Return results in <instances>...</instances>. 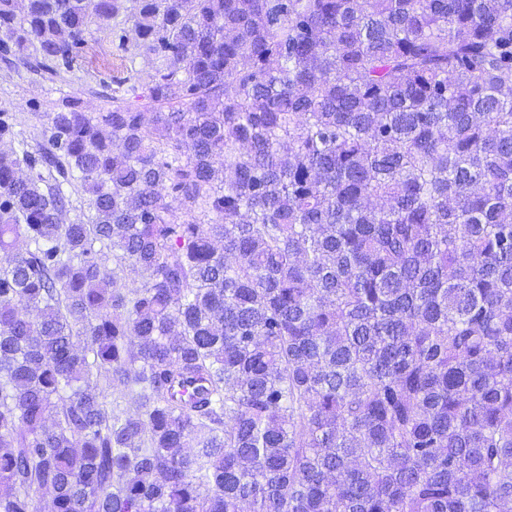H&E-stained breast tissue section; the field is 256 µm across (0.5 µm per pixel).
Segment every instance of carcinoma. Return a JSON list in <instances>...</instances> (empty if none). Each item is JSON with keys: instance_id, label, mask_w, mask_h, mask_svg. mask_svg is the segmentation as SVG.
I'll list each match as a JSON object with an SVG mask.
<instances>
[{"instance_id": "obj_1", "label": "carcinoma", "mask_w": 512, "mask_h": 512, "mask_svg": "<svg viewBox=\"0 0 512 512\" xmlns=\"http://www.w3.org/2000/svg\"><path fill=\"white\" fill-rule=\"evenodd\" d=\"M137 2L144 108L0 110V512H512V0Z\"/></svg>"}]
</instances>
